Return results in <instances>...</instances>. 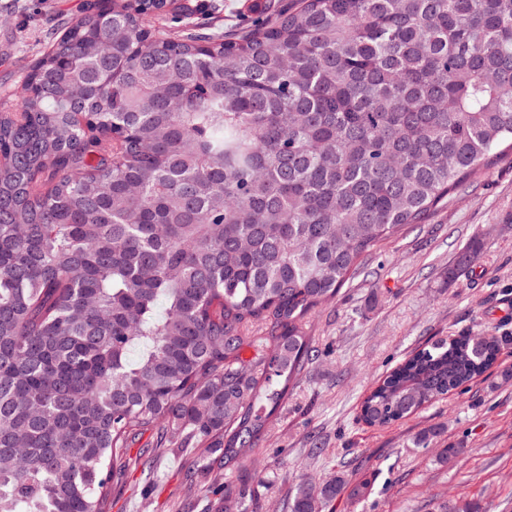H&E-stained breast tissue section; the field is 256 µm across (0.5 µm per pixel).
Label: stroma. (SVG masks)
<instances>
[{
    "mask_svg": "<svg viewBox=\"0 0 512 512\" xmlns=\"http://www.w3.org/2000/svg\"><path fill=\"white\" fill-rule=\"evenodd\" d=\"M210 32L253 27L269 0H176ZM88 0H0V101H12L58 28ZM479 242L477 262L456 277L459 253ZM482 332L512 337V154L476 175L426 221L379 246L335 300L319 309L311 334L317 356L257 444L263 472L256 512H286L300 479L338 474L345 487L323 512H435L454 497L478 512H512V344L465 392H451L416 416L384 428L360 422L365 394L418 346ZM438 445L419 448L423 430ZM321 443L310 450L311 439ZM459 449L442 462L438 450ZM204 448H173L151 471L129 467L112 484V512H211L188 496L186 475ZM368 480L372 492L351 493Z\"/></svg>",
    "mask_w": 512,
    "mask_h": 512,
    "instance_id": "stroma-1",
    "label": "stroma"
}]
</instances>
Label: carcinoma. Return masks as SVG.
<instances>
[{
  "mask_svg": "<svg viewBox=\"0 0 512 512\" xmlns=\"http://www.w3.org/2000/svg\"><path fill=\"white\" fill-rule=\"evenodd\" d=\"M154 2L93 0L0 104V512H111L148 430L149 457L217 454L189 489L249 512L227 472L258 470L312 315L512 153V0H298L207 36L153 27ZM507 345L431 343L360 420L417 414ZM341 486L303 479L288 512Z\"/></svg>",
  "mask_w": 512,
  "mask_h": 512,
  "instance_id": "1",
  "label": "carcinoma"
}]
</instances>
